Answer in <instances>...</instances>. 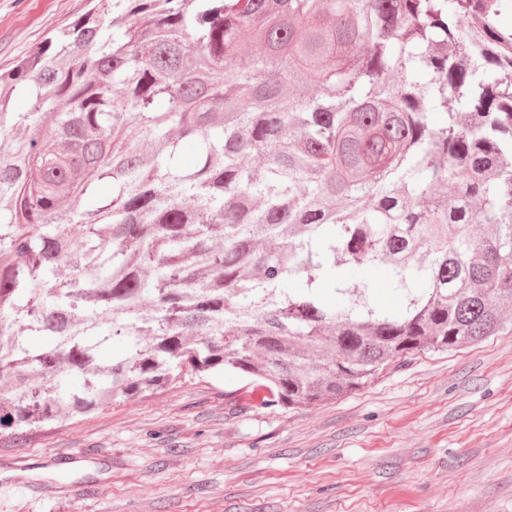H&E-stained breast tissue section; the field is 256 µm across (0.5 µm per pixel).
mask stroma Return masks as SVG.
<instances>
[{
	"label": "stroma",
	"instance_id": "1",
	"mask_svg": "<svg viewBox=\"0 0 512 512\" xmlns=\"http://www.w3.org/2000/svg\"><path fill=\"white\" fill-rule=\"evenodd\" d=\"M89 0H0V70ZM228 372L0 447V512H512V331L313 407Z\"/></svg>",
	"mask_w": 512,
	"mask_h": 512
}]
</instances>
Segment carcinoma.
<instances>
[{"label":"carcinoma","instance_id":"cac0c4a2","mask_svg":"<svg viewBox=\"0 0 512 512\" xmlns=\"http://www.w3.org/2000/svg\"><path fill=\"white\" fill-rule=\"evenodd\" d=\"M509 13L97 0L0 72V446L225 371L315 406L512 327Z\"/></svg>","mask_w":512,"mask_h":512}]
</instances>
